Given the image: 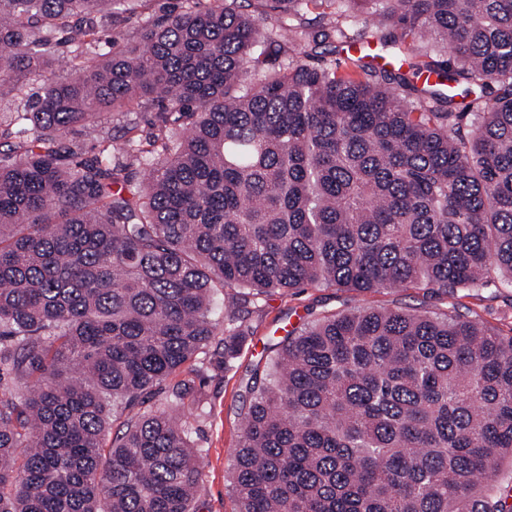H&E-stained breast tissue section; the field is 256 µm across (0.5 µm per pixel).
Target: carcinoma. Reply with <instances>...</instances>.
<instances>
[{
  "instance_id": "cac0c4a2",
  "label": "carcinoma",
  "mask_w": 512,
  "mask_h": 512,
  "mask_svg": "<svg viewBox=\"0 0 512 512\" xmlns=\"http://www.w3.org/2000/svg\"><path fill=\"white\" fill-rule=\"evenodd\" d=\"M149 2L0 0V512H200L198 356L263 296L512 284V0ZM371 6L415 73L310 63ZM246 392L235 512H512V336L454 303L326 312Z\"/></svg>"
}]
</instances>
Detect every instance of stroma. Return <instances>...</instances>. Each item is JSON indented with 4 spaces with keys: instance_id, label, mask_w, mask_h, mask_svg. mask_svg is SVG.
<instances>
[{
    "instance_id": "obj_1",
    "label": "stroma",
    "mask_w": 512,
    "mask_h": 512,
    "mask_svg": "<svg viewBox=\"0 0 512 512\" xmlns=\"http://www.w3.org/2000/svg\"><path fill=\"white\" fill-rule=\"evenodd\" d=\"M392 308L447 311L451 301L444 295L419 287L380 290L362 296L334 287L307 286L288 295L266 298L260 309L247 320L251 332L232 366L219 369L210 364L201 368L204 394L203 415L195 424L193 438L202 448V512H234L229 492L228 472L236 447L244 412L243 386L260 358L273 357L276 345L287 330L303 326L327 310L348 311L357 302ZM469 319L512 336V288H480L459 292L458 298Z\"/></svg>"
}]
</instances>
